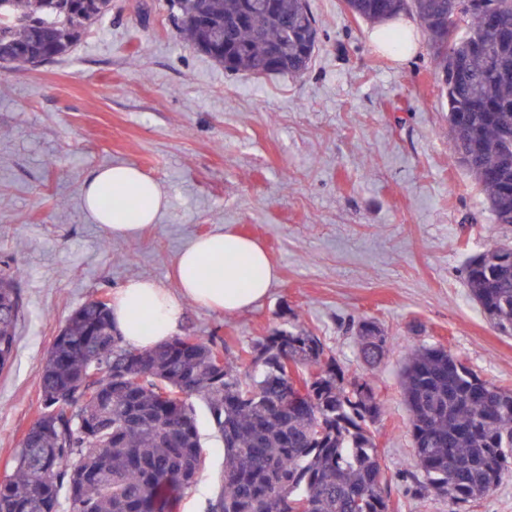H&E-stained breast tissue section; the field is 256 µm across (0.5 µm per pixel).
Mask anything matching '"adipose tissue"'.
<instances>
[{"label": "adipose tissue", "instance_id": "adipose-tissue-1", "mask_svg": "<svg viewBox=\"0 0 512 512\" xmlns=\"http://www.w3.org/2000/svg\"><path fill=\"white\" fill-rule=\"evenodd\" d=\"M123 192L135 199L134 207L101 201L108 192ZM83 209L91 223L111 236H138L157 223L167 207L160 186L130 165L98 168L81 188ZM177 291L150 279H133L112 302V320L126 343L144 350L169 340L183 315V301L228 314L248 309L264 299L276 271L264 250L233 229L193 239L177 259ZM153 325L144 332L143 321Z\"/></svg>", "mask_w": 512, "mask_h": 512}]
</instances>
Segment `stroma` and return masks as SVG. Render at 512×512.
Returning <instances> with one entry per match:
<instances>
[{"instance_id":"stroma-1","label":"stroma","mask_w":512,"mask_h":512,"mask_svg":"<svg viewBox=\"0 0 512 512\" xmlns=\"http://www.w3.org/2000/svg\"><path fill=\"white\" fill-rule=\"evenodd\" d=\"M319 46L303 74H228L173 26L167 0H112L69 55L0 75V269L20 267L23 315L0 372V476L40 408L39 371L71 313L128 281L176 290L179 252L230 227L278 271L268 295L226 314L185 302L178 335L232 350L276 328L318 336L345 375L362 373L354 327L394 344L374 379L376 441L394 479L391 512H453L420 495L398 383L404 342L440 344L481 378L512 388V337L471 300L467 258L512 229L495 224L471 175L451 162L448 112L423 28L405 59L378 50L344 0H308ZM126 164L168 206L135 238L89 223L81 187ZM206 463L180 512H205L224 447L199 414Z\"/></svg>"}]
</instances>
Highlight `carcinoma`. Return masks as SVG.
<instances>
[{"mask_svg": "<svg viewBox=\"0 0 512 512\" xmlns=\"http://www.w3.org/2000/svg\"><path fill=\"white\" fill-rule=\"evenodd\" d=\"M62 19V0H0L8 65L69 55L83 31L112 10ZM169 0L178 27L226 73L256 77L307 69L317 21L308 0ZM381 22L415 14L442 74L451 158L485 193L497 224L512 225V0H346ZM446 40L438 42L439 31ZM496 243L464 266L471 299L512 337V255ZM20 271L0 270V372L12 360L22 311ZM358 356L369 370L392 348L364 319ZM401 388L423 494L457 510L512 476V389L482 379L440 345H406ZM294 363L307 398L292 401ZM41 409L0 481V512H177L204 466L193 401L224 445V479L205 512H390V477L371 426L382 413L369 374L345 377L320 338L274 329L234 352L224 339L175 336L150 351L129 347L96 298L76 309L39 373Z\"/></svg>", "mask_w": 512, "mask_h": 512, "instance_id": "cac0c4a2", "label": "carcinoma"}]
</instances>
